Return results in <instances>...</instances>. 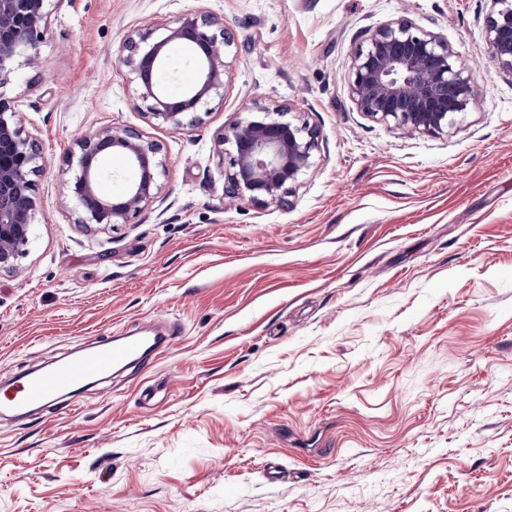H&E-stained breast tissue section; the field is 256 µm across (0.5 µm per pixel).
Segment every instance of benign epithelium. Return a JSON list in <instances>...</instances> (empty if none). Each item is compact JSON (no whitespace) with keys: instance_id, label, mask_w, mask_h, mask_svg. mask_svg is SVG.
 Wrapping results in <instances>:
<instances>
[{"instance_id":"7a95c632","label":"benign epithelium","mask_w":512,"mask_h":512,"mask_svg":"<svg viewBox=\"0 0 512 512\" xmlns=\"http://www.w3.org/2000/svg\"><path fill=\"white\" fill-rule=\"evenodd\" d=\"M0 0V85L19 67L39 66L38 46L51 17L50 2ZM485 39L493 58L512 74V0H490ZM231 36L212 13L192 11L128 37L118 61L137 83L138 98L149 119L182 130L200 120L214 96H224L227 50ZM191 53L195 82L174 92L160 79L170 51ZM357 109L365 116L397 126L439 132L467 111L475 98L470 69L438 34L402 19L362 32L348 77ZM282 106L261 108L225 126L217 138L219 152L233 147L232 168L224 192L255 202L281 203L288 183L313 165L314 132L285 119ZM111 153L136 173L124 191H102L106 173L101 156ZM159 147L136 130L104 127L82 135L70 149L76 174L71 196L82 210L80 223L127 224L144 204L161 194ZM42 147L25 127L20 105L0 98V271L17 266L27 252L40 200L34 176L45 167Z\"/></svg>"}]
</instances>
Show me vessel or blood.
<instances>
[{
  "mask_svg": "<svg viewBox=\"0 0 512 512\" xmlns=\"http://www.w3.org/2000/svg\"><path fill=\"white\" fill-rule=\"evenodd\" d=\"M169 342L166 336H125L93 346L46 371L21 373L12 390L0 394V411L18 414L51 403L60 404L66 411H75V402L64 398L66 392L104 377L113 368L130 363L143 365V351L162 352Z\"/></svg>",
  "mask_w": 512,
  "mask_h": 512,
  "instance_id": "b4317fda",
  "label": "vessel or blood"
}]
</instances>
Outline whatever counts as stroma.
<instances>
[{
    "mask_svg": "<svg viewBox=\"0 0 512 512\" xmlns=\"http://www.w3.org/2000/svg\"><path fill=\"white\" fill-rule=\"evenodd\" d=\"M488 0H64L0 97L48 159L27 253L0 273V384L102 336L174 329L79 410L0 414V512H512V74ZM205 9L235 35L224 95L180 131L143 114L125 37ZM407 18L473 69L431 134L368 119L362 30ZM282 104L315 133L286 205L224 193L215 143ZM130 126L162 194L87 230L73 140ZM282 466L277 481L267 462Z\"/></svg>",
    "mask_w": 512,
    "mask_h": 512,
    "instance_id": "obj_1",
    "label": "stroma"
}]
</instances>
